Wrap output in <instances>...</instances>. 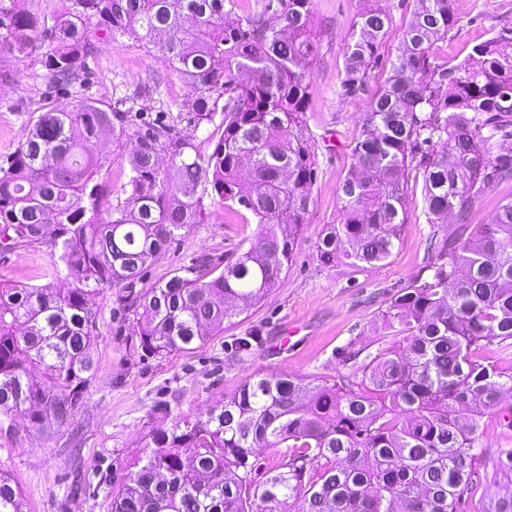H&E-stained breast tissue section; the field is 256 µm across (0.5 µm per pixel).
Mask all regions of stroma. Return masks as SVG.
I'll list each match as a JSON object with an SVG mask.
<instances>
[{"label": "stroma", "mask_w": 512, "mask_h": 512, "mask_svg": "<svg viewBox=\"0 0 512 512\" xmlns=\"http://www.w3.org/2000/svg\"><path fill=\"white\" fill-rule=\"evenodd\" d=\"M364 0H314L320 43L313 70L306 122L318 157L313 203L296 237L293 257L277 288L260 304L225 323L192 350L166 356H141L131 321L108 292L99 309L92 338L96 370L67 426L12 436L0 431V471L18 483L27 512H111L112 482L133 470L143 454L146 435L170 428L176 417H195L242 381L256 374L288 373L320 384L353 377L361 364L390 340L381 315L393 294L428 280L431 241L455 238V218L428 223L423 181L413 177L405 201L406 222L392 255L383 263L326 267L317 259V242L326 225L339 223V186L351 164L374 94L383 86L401 50V32L414 0H389L391 33L379 45L380 64L359 94L339 89L345 41ZM458 26L432 45L434 60H461L471 48L503 28L512 29V0H452ZM88 93L112 101L114 94L158 88L163 98L185 97L182 81L160 53L122 40H100ZM43 67L30 55L0 60V159L11 154L27 130L38 102L72 104L68 92L49 91ZM254 230L223 206H209L202 223L191 225L168 251L147 268L148 288L171 276L187 275L194 261L221 262ZM52 274L46 245L20 243L0 255V283L41 285ZM253 337L250 351H237L239 338ZM351 346L356 359L343 362L335 353ZM482 465L462 512H491L512 496V472L501 470L499 456L512 450V400L484 419Z\"/></svg>", "instance_id": "stroma-1"}]
</instances>
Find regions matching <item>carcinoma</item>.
<instances>
[{
	"label": "carcinoma",
	"mask_w": 512,
	"mask_h": 512,
	"mask_svg": "<svg viewBox=\"0 0 512 512\" xmlns=\"http://www.w3.org/2000/svg\"><path fill=\"white\" fill-rule=\"evenodd\" d=\"M391 75L372 99L340 185L341 220L319 262L375 265L393 253L412 179L428 221L460 226L490 184L512 180V30L462 60L432 44L457 24L451 0H415ZM237 0H0V59L40 54L47 82L74 91L67 109L33 111L0 161V254L47 244L52 280L0 284V428L70 423L95 371L100 299L117 288L144 356L192 350L261 303L293 257L318 161L306 129L319 43L313 0H261L232 23ZM366 0L347 36L342 92L363 90L392 30ZM155 49L187 93L149 89L101 101L85 94L97 42ZM222 136L205 154L181 125ZM132 142L125 180L112 148ZM243 208L258 224L223 269L201 262L136 290L146 266L206 207ZM431 277L394 294L383 314L402 343L380 350L358 381L331 386L257 374L194 420L146 437L112 512H460L480 460L483 418L512 397V370L484 363L481 343L512 340V199L474 236L433 246ZM69 280L58 288L55 280ZM41 370L42 378L32 372ZM277 460L256 480L266 452ZM0 512H24L0 471Z\"/></svg>",
	"instance_id": "carcinoma-1"
}]
</instances>
